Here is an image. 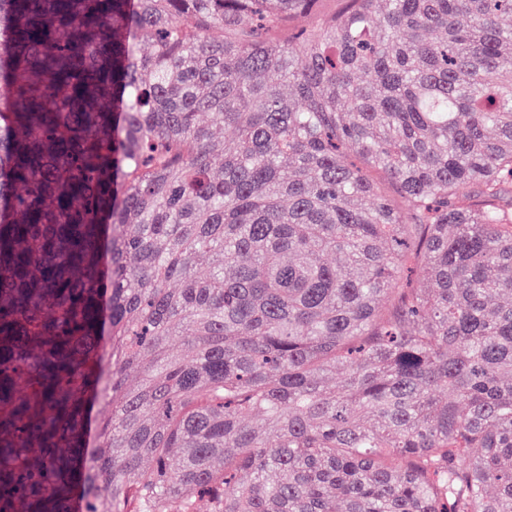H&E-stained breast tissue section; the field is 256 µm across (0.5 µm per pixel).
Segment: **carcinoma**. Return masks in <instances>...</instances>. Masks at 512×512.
<instances>
[{
  "instance_id": "obj_1",
  "label": "carcinoma",
  "mask_w": 512,
  "mask_h": 512,
  "mask_svg": "<svg viewBox=\"0 0 512 512\" xmlns=\"http://www.w3.org/2000/svg\"><path fill=\"white\" fill-rule=\"evenodd\" d=\"M316 2L0 0V512H512V0Z\"/></svg>"
}]
</instances>
